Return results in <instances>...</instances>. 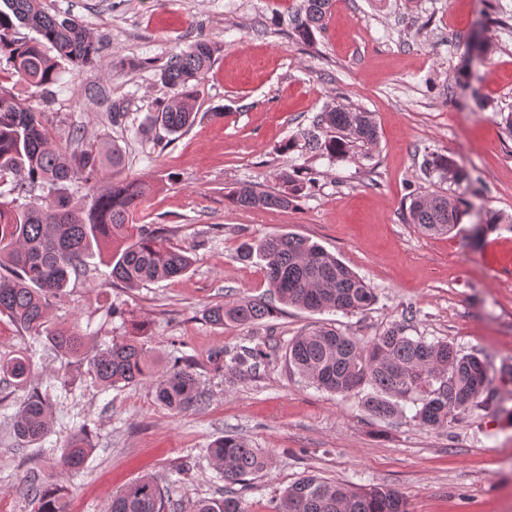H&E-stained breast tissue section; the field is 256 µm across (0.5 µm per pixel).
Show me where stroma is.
<instances>
[{"instance_id": "1", "label": "stroma", "mask_w": 512, "mask_h": 512, "mask_svg": "<svg viewBox=\"0 0 512 512\" xmlns=\"http://www.w3.org/2000/svg\"><path fill=\"white\" fill-rule=\"evenodd\" d=\"M302 0H41L99 40L103 69L63 65L45 117L57 146L80 129L87 142H116L126 171L153 189L143 221L165 224L194 259L184 275L129 288L113 284L100 257L53 298L52 326L143 345L158 370L174 357L194 361L203 403L177 414L151 383L103 388L88 361L59 355L0 316V358L30 352L34 383L50 392L52 422L39 442L13 429L27 392L0 386V512H33L32 477L69 490L68 512H106L129 482L155 477L173 512L220 496L224 482L207 455L233 434L268 456L267 467L236 491L250 512H274L284 489L308 475L398 490L408 512H512V134L496 115L512 112V0H334L314 43L295 39ZM486 32L483 55L472 51ZM219 48L199 86L194 125L175 140L149 128L153 103L169 96L161 68L187 43ZM89 98L77 102L75 90ZM359 107L377 126L374 149L333 157L302 145L328 106ZM119 112L117 122L108 115ZM298 147L282 153L288 139ZM470 174L455 184L427 174L430 154ZM284 167L308 180L296 207L245 209L227 198L248 184L276 187ZM440 193L466 214L448 235L406 223L409 194ZM501 223L473 241L486 212ZM292 232L335 254L376 294L367 311L311 313L279 305L249 328L213 324L208 310L270 297L262 261L240 247ZM442 340L487 365L496 396L432 429L413 405L384 420L360 392L334 394L297 374L284 353L301 332L333 326L360 346L392 326ZM261 346L256 370L235 376L215 355ZM70 381L61 387L60 378ZM86 430L93 451L84 469L61 470L68 440Z\"/></svg>"}]
</instances>
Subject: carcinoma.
<instances>
[{
  "label": "carcinoma",
  "instance_id": "1",
  "mask_svg": "<svg viewBox=\"0 0 512 512\" xmlns=\"http://www.w3.org/2000/svg\"><path fill=\"white\" fill-rule=\"evenodd\" d=\"M331 0H305L294 20L297 40L311 44L323 30ZM26 27L34 37L19 35ZM215 43L198 38L171 57L161 69V82L173 91L155 102L151 121L174 135L188 130L196 119L194 102L201 80L210 69ZM101 46L78 22L59 20L46 13L40 0H0V61L9 65L7 79L41 90L59 81V64L75 69L101 67ZM316 124L327 129L325 138L308 135L312 148L344 155L357 145L367 150L377 144V128L370 113L357 108H331ZM429 171L456 183L468 179L446 155L428 161ZM279 188L260 190L240 185L228 192L238 207L288 209L302 198L300 170L282 168ZM0 314L17 327L43 337L65 357L88 359L97 382L104 388L120 383L151 381L157 399L175 412L192 409L203 401L198 379L186 358L162 372L148 364L142 346L113 339L84 349V338L54 328L47 318L51 298L68 286L93 250L106 257L112 282L129 287L142 282L171 279L186 273L193 259L172 246L167 227L141 223V211L152 185L142 176L125 173V157L117 144L105 149L94 144L62 149L53 144L44 111L34 100H23L0 84ZM31 202L21 204L19 200ZM406 207V222L428 235L454 230L462 213L442 194H413ZM242 256L265 263L269 286L287 305L308 311L345 314L369 309L376 300L373 289L336 255L309 238L282 233L242 247ZM262 300L216 304L208 311L215 324L250 327L276 314ZM269 353L247 348L231 357L238 374L256 369ZM288 364L317 388L331 393L364 391L365 404L376 416L390 418L401 412L400 402L418 406L421 423L442 428L456 412L493 396L484 361L461 354L446 341L429 342L406 335L392 326L374 337L367 347L331 328L318 327L288 344ZM31 357L0 360V374L18 387L29 389L14 429L24 443L41 440L48 431V394L31 384ZM92 453L87 436H72L60 457L62 468L79 471ZM224 479V495L199 500L194 512H247L230 486L243 483L267 465L258 448L238 436L226 435L207 448ZM34 512H65L66 488L59 483L32 479ZM168 500L158 481L144 476L112 496L107 512H167ZM276 512H407L404 497L381 486L355 487L318 475H308L284 491Z\"/></svg>",
  "mask_w": 512,
  "mask_h": 512
}]
</instances>
